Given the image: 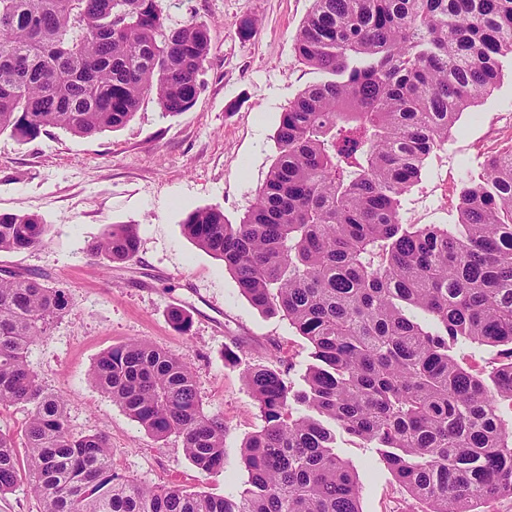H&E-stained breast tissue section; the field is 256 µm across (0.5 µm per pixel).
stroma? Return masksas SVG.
I'll return each mask as SVG.
<instances>
[{"label": "stroma", "mask_w": 512, "mask_h": 512, "mask_svg": "<svg viewBox=\"0 0 512 512\" xmlns=\"http://www.w3.org/2000/svg\"><path fill=\"white\" fill-rule=\"evenodd\" d=\"M162 7L169 27L192 20L209 30L196 103L167 116L147 97L124 127L88 137L55 128L28 141L0 133V212L36 214L49 227L45 246L0 252V272L36 273L70 295L69 310L30 348L28 363L63 398L74 432L105 430L113 468L127 478L231 495L248 480L242 445L265 424L244 381L246 365H275L297 388L311 346L282 315L254 309L182 223L194 210L218 206L235 224L251 205L275 160L282 112L320 78L293 51L312 0H162ZM497 132L512 133L511 56L498 87L463 113L426 160L402 199L403 223H456L463 171L478 165ZM111 224L138 229V252L127 263L84 253ZM176 308L190 315L187 331L170 323ZM131 340L193 368L204 412L224 419L223 469H197L178 437L156 440L91 381L98 358ZM231 352L239 363L228 361ZM335 452L357 476L361 512H421L375 448L340 430Z\"/></svg>", "instance_id": "obj_1"}]
</instances>
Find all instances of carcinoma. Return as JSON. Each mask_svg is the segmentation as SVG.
<instances>
[{
	"mask_svg": "<svg viewBox=\"0 0 512 512\" xmlns=\"http://www.w3.org/2000/svg\"><path fill=\"white\" fill-rule=\"evenodd\" d=\"M323 79L282 112L277 156L237 224L211 206L185 234L242 294L312 348L305 387L253 364L265 426L247 438L246 487L213 496L112 470L109 435L75 434L37 380L31 345L69 307L37 274L0 278V407L27 411L25 460L0 434V494L24 482L44 512H360L336 429L376 448L423 512H477L512 495V152L465 169L455 224H405L401 198L512 55V0H313L293 44ZM208 29L165 25L161 0H0V132L92 135L143 98L190 110ZM35 214L0 212V251L42 247ZM134 224L86 255L126 263ZM507 352L472 372L455 346ZM91 379L156 440L181 438L202 471L224 467V420L204 412L189 365L143 340L106 351Z\"/></svg>",
	"mask_w": 512,
	"mask_h": 512,
	"instance_id": "cac0c4a2",
	"label": "carcinoma"
}]
</instances>
